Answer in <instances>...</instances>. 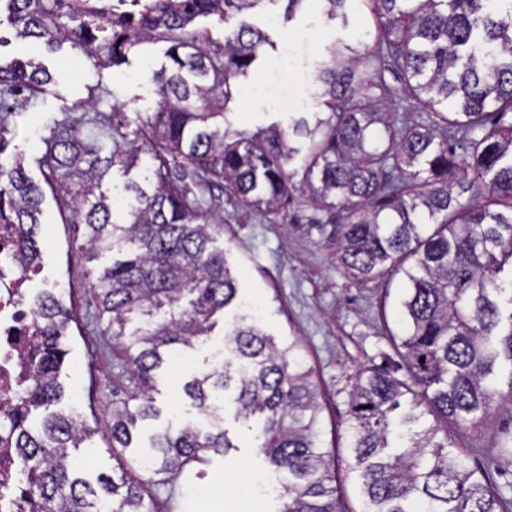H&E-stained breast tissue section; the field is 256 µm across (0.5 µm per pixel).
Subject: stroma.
I'll list each match as a JSON object with an SVG mask.
<instances>
[{"instance_id": "stroma-1", "label": "stroma", "mask_w": 512, "mask_h": 512, "mask_svg": "<svg viewBox=\"0 0 512 512\" xmlns=\"http://www.w3.org/2000/svg\"><path fill=\"white\" fill-rule=\"evenodd\" d=\"M346 12L347 20L328 19L317 0H308L288 21L278 0L254 10L249 23L266 32L273 46L260 55L248 77L240 79L239 94L224 111L225 128L254 131L284 123L293 112H317L321 92L317 73L327 49L335 43H355L356 27L367 9L363 0H348ZM168 47L161 40L141 45L130 54L128 64L101 71L69 48L49 54L38 44L15 41L0 49L9 58L39 56L54 78L25 107L16 105L15 92L0 87V100L12 106L0 114V137L9 153L23 157L28 175L43 182L44 172L36 160L45 150L46 137L81 116L84 101L95 93L103 120L83 123L80 133L101 156L110 155L112 129L132 132L140 116L156 110L158 98L150 76L167 65ZM284 97L289 106L281 105ZM204 203L219 207L224 218L219 244L238 285L229 315L257 316L261 328L280 344L300 338L301 360L319 393L320 443L335 471L337 496L343 512H359V491L347 473L349 377L392 354L387 332L399 327L401 282L393 281L387 292L373 282H352L337 260L328 213L304 198H296L276 217L242 207L231 193L216 186L205 193ZM41 209L44 266L28 282L26 296L58 291L64 302L72 304L73 319L64 338L68 354L58 374L64 396L57 408L80 413L95 430L111 413L113 402L124 399L135 385L123 354L105 334L107 319L99 315L89 289L88 270L110 266L112 255L103 252L94 261L82 260L76 246L85 238L84 226L67 222L53 193H46ZM223 348V330L218 327L205 347L183 351L164 365L153 383L160 415L138 424L137 446L146 445L149 435L166 427L198 419V409L181 387L212 367L215 354ZM225 428L232 449L210 456L206 464L192 465L173 492L151 491L144 500L145 512H280L282 504L273 489L281 475L257 449L259 420L245 426L230 416ZM452 435L470 464L495 463L494 479L512 499V456L502 451L512 439V403L495 404L479 423L453 428ZM134 454L129 448L122 456H113L107 437L96 431L75 452L90 479L129 465Z\"/></svg>"}]
</instances>
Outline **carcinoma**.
I'll return each mask as SVG.
<instances>
[{
  "mask_svg": "<svg viewBox=\"0 0 512 512\" xmlns=\"http://www.w3.org/2000/svg\"><path fill=\"white\" fill-rule=\"evenodd\" d=\"M264 0H0L17 40L54 52L64 44L98 70L128 61L161 38L170 67L153 72L158 110L140 119L132 139L107 159L75 127L56 132L38 164L66 195L68 223L83 224L86 261L104 250L122 255L91 282L106 333L139 380L112 408L103 429L112 451L131 447L137 423L158 416L154 373L170 356L211 335L215 315L237 298L224 250V218L190 199L192 187L223 184L246 207L278 216L292 183L288 165L306 139L300 190L318 209L337 211L339 261L355 282L389 287L403 275L398 300L404 335L389 341L398 360L349 378V472L361 512H512L490 477L470 466L448 426L474 424L499 398L512 402V0H364L370 19L356 46L328 47L319 68V116L285 127L230 131L212 126L238 94L268 37L245 19ZM199 17L238 20L217 42L193 27ZM54 83L33 58L0 61V85L31 95ZM420 120L399 119L403 101ZM157 161L144 188L129 183L127 220H113L102 190L115 166L139 155ZM42 187L19 157L0 162V222L20 232L21 269L40 266ZM43 329L33 347L32 383L6 417L23 458L31 512H143L147 486H174L188 466L234 447L224 408L210 392L232 395L234 418L257 416L258 448L283 474L280 512H342L335 476L318 444L320 405L299 342L277 344L247 316L225 326L228 358L186 382L183 391L207 422L150 439L143 482L120 476L92 484L74 475L70 449L90 429L63 412L28 424L31 410L59 400L57 382L71 321L52 292L32 303ZM140 321L137 331L126 325ZM509 366L507 393L493 383Z\"/></svg>",
  "mask_w": 512,
  "mask_h": 512,
  "instance_id": "1",
  "label": "carcinoma"
}]
</instances>
